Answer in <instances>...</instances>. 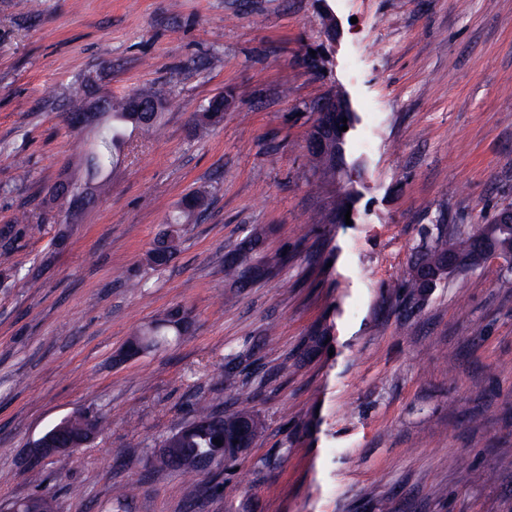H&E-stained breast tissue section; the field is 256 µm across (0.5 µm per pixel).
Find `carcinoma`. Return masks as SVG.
<instances>
[{
  "label": "carcinoma",
  "mask_w": 512,
  "mask_h": 512,
  "mask_svg": "<svg viewBox=\"0 0 512 512\" xmlns=\"http://www.w3.org/2000/svg\"><path fill=\"white\" fill-rule=\"evenodd\" d=\"M131 95L121 98L109 97L104 106V122L100 126L97 142L88 159L91 175L96 177L116 166L120 161L121 150L117 149V139L124 134L126 127L154 130L159 126L160 113L149 112L145 117H136L129 109ZM340 118L347 122H338L334 130L328 133V149L325 152L313 154L314 164L311 167V176L322 182H333L339 172L335 163L336 158L343 157L345 152L346 132L342 126L353 124V112H342ZM224 122V96L211 98L202 111L194 116L195 126L200 128H215ZM206 204L205 192L196 190L184 195L178 205L176 214L171 218L167 230L157 240L154 248L147 255V264L152 268L166 266L176 255L181 238V226L189 223L196 212L203 209ZM512 216V210L501 211L487 224H475L466 232L445 224L436 225V233L430 245L418 251L412 260V269L432 273L443 267L450 255L469 256L478 237L484 236L488 240L498 243L512 236V225L507 222V216ZM261 235L256 233L244 240L236 249L243 256L242 262L224 263V275L227 279L247 287L253 280L273 272L281 264V259L273 258L265 265H255L251 262V254L259 246ZM187 332V326L178 318V314L169 312L163 317L141 328L137 333L138 340L149 349L167 347L177 341ZM236 372L232 363L224 366V384L235 390L238 408L224 414L222 422L211 425L208 420L216 414L213 407L204 404L195 410L192 420L199 425L183 432L171 449L170 457L173 461L160 462V465L180 470L184 473H199L195 462L205 453L218 454L221 446L228 445L234 428L242 421L251 425L252 438H258L264 431V424L252 411V394L234 381ZM222 441L218 446L213 440Z\"/></svg>",
  "instance_id": "obj_1"
}]
</instances>
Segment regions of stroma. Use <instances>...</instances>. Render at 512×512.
I'll list each match as a JSON object with an SVG mask.
<instances>
[{
    "instance_id": "1",
    "label": "stroma",
    "mask_w": 512,
    "mask_h": 512,
    "mask_svg": "<svg viewBox=\"0 0 512 512\" xmlns=\"http://www.w3.org/2000/svg\"><path fill=\"white\" fill-rule=\"evenodd\" d=\"M165 96L76 224L48 199L88 177L95 128L64 96ZM356 119L343 172L315 184L309 107ZM224 95L221 126L192 119ZM207 207L175 258L145 262L177 202ZM352 191L350 220L321 223ZM512 206V0H0V512H512V270L490 260L406 288L436 225ZM259 228L245 288L224 261ZM187 310L177 345L126 362L128 337ZM327 344L306 350L314 332ZM235 362L265 430L230 470L149 466L196 403L236 409ZM95 438L29 473L33 441L74 412ZM131 487L124 506L117 489Z\"/></svg>"
}]
</instances>
